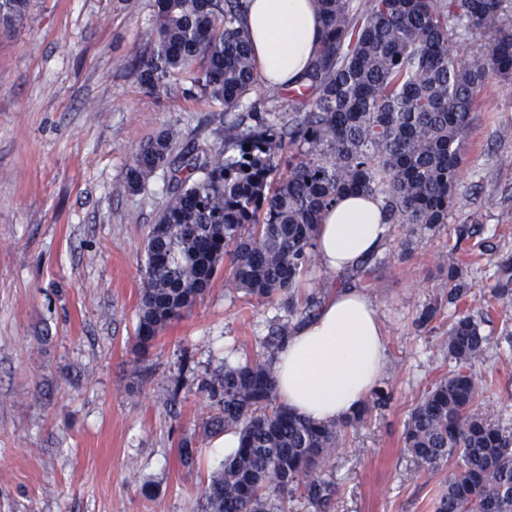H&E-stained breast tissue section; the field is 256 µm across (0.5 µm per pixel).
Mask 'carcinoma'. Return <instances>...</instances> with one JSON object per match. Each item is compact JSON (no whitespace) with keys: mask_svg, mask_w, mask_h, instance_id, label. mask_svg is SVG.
<instances>
[{"mask_svg":"<svg viewBox=\"0 0 512 512\" xmlns=\"http://www.w3.org/2000/svg\"><path fill=\"white\" fill-rule=\"evenodd\" d=\"M246 0H156L153 49L132 75L152 92L190 79L213 112H222L224 145L213 151L181 142L167 127L139 145L126 173L139 192L160 176L168 193L150 227L142 269L134 354L192 309L229 260L228 280L258 304L283 298L302 322L321 303L295 299L315 258L321 216L347 194L379 199L386 223L407 235L448 223L465 144L488 73L512 80V0H314L322 47L288 86V109L259 112L250 95L257 67L244 27ZM27 0H0V23L25 17ZM479 47L448 52L460 36ZM203 61L201 71L194 69ZM245 110L252 125L232 113ZM292 154L288 172L275 158ZM459 260L448 263L446 303L426 305V330L454 311L443 340L450 370L424 391L404 425V447L428 469L455 459L435 512H512V425L475 408L490 336L488 312L462 308L469 288ZM492 297L512 301V254L496 264ZM288 333L262 342L266 355L224 361L197 390L210 413L196 436L179 443L180 463L194 466L198 442L227 431L239 448L201 489L203 512H325L336 483L323 477L345 428L389 398L376 388L351 418L324 424L302 418L278 399L273 358Z\"/></svg>","mask_w":512,"mask_h":512,"instance_id":"cac0c4a2","label":"carcinoma"}]
</instances>
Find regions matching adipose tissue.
<instances>
[{
  "instance_id": "obj_1",
  "label": "adipose tissue",
  "mask_w": 512,
  "mask_h": 512,
  "mask_svg": "<svg viewBox=\"0 0 512 512\" xmlns=\"http://www.w3.org/2000/svg\"><path fill=\"white\" fill-rule=\"evenodd\" d=\"M245 29L260 78L289 84L317 52L322 24L313 0H250ZM389 232L376 198L348 195L324 215L316 256L325 270L340 273L381 252ZM386 359L375 304L360 287H338L279 349L273 371L280 401L316 422L352 416L380 381Z\"/></svg>"
}]
</instances>
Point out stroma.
<instances>
[{"label":"stroma","mask_w":512,"mask_h":512,"mask_svg":"<svg viewBox=\"0 0 512 512\" xmlns=\"http://www.w3.org/2000/svg\"><path fill=\"white\" fill-rule=\"evenodd\" d=\"M154 3L29 0L22 24L0 27V512H202L224 451L213 437L195 467L179 462V440L209 413L197 380L225 356H257L288 319L286 304L230 290L224 264L144 358L133 353L146 237L167 194L158 179L130 192L127 168L163 128L211 146L224 135L223 113L189 81L155 93L135 82V59L153 46ZM473 117L447 224L408 247L393 226L365 284L386 330L380 383L391 398L349 428L326 467L331 512H434L451 467H419L402 433L448 371L447 317L430 331L415 321L444 290L440 267L460 224L487 246L467 277L468 305L491 318L476 407L512 417V348L500 337L512 303L489 295L497 256L512 249V134H500L512 131V81L488 75Z\"/></svg>","instance_id":"stroma-1"}]
</instances>
